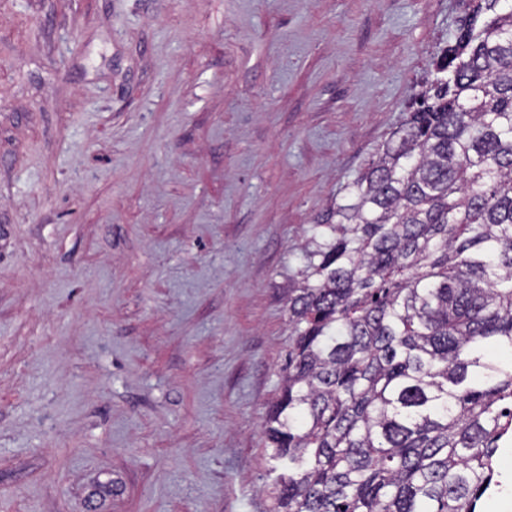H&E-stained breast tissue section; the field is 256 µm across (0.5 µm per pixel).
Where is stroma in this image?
Listing matches in <instances>:
<instances>
[{"label": "stroma", "instance_id": "obj_1", "mask_svg": "<svg viewBox=\"0 0 512 512\" xmlns=\"http://www.w3.org/2000/svg\"><path fill=\"white\" fill-rule=\"evenodd\" d=\"M472 0H0V512H268L295 249Z\"/></svg>", "mask_w": 512, "mask_h": 512}]
</instances>
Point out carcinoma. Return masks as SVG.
Masks as SVG:
<instances>
[{
  "mask_svg": "<svg viewBox=\"0 0 512 512\" xmlns=\"http://www.w3.org/2000/svg\"><path fill=\"white\" fill-rule=\"evenodd\" d=\"M297 249L270 512H479L512 440L509 0H475Z\"/></svg>",
  "mask_w": 512,
  "mask_h": 512,
  "instance_id": "cac0c4a2",
  "label": "carcinoma"
}]
</instances>
